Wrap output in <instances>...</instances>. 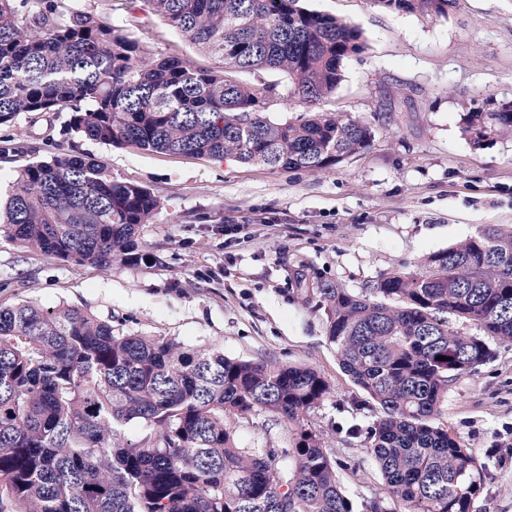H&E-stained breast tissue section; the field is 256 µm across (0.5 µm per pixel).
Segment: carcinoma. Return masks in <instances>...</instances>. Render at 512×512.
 <instances>
[{
    "label": "carcinoma",
    "mask_w": 512,
    "mask_h": 512,
    "mask_svg": "<svg viewBox=\"0 0 512 512\" xmlns=\"http://www.w3.org/2000/svg\"><path fill=\"white\" fill-rule=\"evenodd\" d=\"M219 69L153 56L122 29L65 0H0V125L25 112H68V129L108 145L276 169H330L367 148L364 121L317 111L266 112L285 74L321 105L362 53L360 30L301 0H146ZM446 17L454 0H377ZM477 146L512 134V106L463 117ZM149 189L98 160L59 153L21 168L0 204V232L79 265L154 257L136 234L159 208ZM328 311L342 370L377 419L365 435L386 499L404 512H476L485 464L439 423L448 391L512 342V230L487 224L414 269L355 291L312 289ZM469 323L465 333L458 323ZM330 396L310 368L191 350L113 333L74 307L0 306V512H354L341 463L304 418ZM260 410L296 426L290 448H241L228 418ZM148 431L132 444L122 427Z\"/></svg>",
    "instance_id": "carcinoma-1"
}]
</instances>
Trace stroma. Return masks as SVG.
<instances>
[{
    "label": "stroma",
    "instance_id": "1",
    "mask_svg": "<svg viewBox=\"0 0 512 512\" xmlns=\"http://www.w3.org/2000/svg\"><path fill=\"white\" fill-rule=\"evenodd\" d=\"M310 10L359 26L366 42L342 64L324 110L364 120L375 137L328 170H282L235 158L173 155L111 146L71 133L66 112L20 114L0 125V187L36 157L64 147L102 161L113 178L161 200L140 225L154 265L102 271L28 251L0 235V305H68L111 321L115 334L165 337L191 349L316 370L332 395L306 417L343 462L356 507L383 498L364 438L345 427L371 421L367 394L341 370L324 307L305 301L321 282L358 290L394 269L415 267L486 224L512 226V135L476 146L461 130L474 107L512 104V0H456L448 16L389 10L375 0H303ZM157 56L221 68L156 16L144 0H77ZM271 118L305 113L287 77ZM440 422L485 463L478 512H512V343L461 376ZM242 448H288L295 427L257 411L234 423Z\"/></svg>",
    "mask_w": 512,
    "mask_h": 512
}]
</instances>
